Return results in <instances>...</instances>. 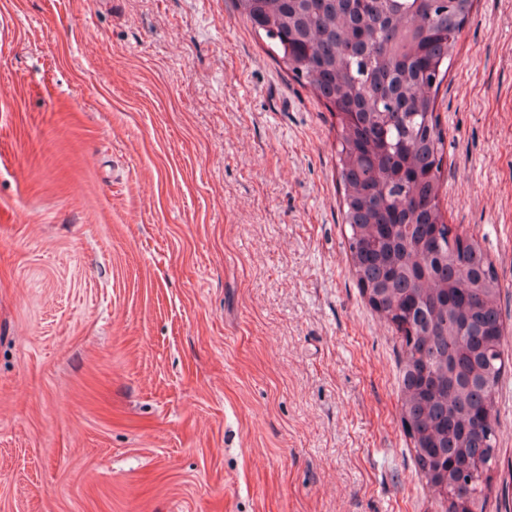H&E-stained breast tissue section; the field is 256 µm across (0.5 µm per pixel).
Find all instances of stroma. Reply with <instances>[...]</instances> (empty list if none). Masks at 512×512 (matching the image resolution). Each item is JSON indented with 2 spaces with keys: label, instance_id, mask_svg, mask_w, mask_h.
I'll return each instance as SVG.
<instances>
[{
  "label": "stroma",
  "instance_id": "stroma-1",
  "mask_svg": "<svg viewBox=\"0 0 512 512\" xmlns=\"http://www.w3.org/2000/svg\"><path fill=\"white\" fill-rule=\"evenodd\" d=\"M438 112L512 358V0H477ZM335 125L233 0H0V512H443ZM496 409L512 512V369Z\"/></svg>",
  "mask_w": 512,
  "mask_h": 512
}]
</instances>
